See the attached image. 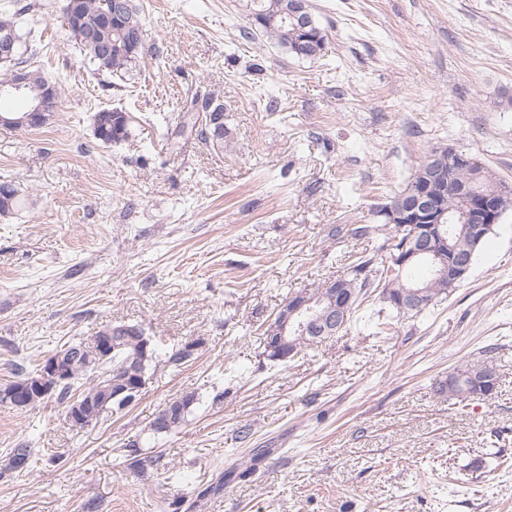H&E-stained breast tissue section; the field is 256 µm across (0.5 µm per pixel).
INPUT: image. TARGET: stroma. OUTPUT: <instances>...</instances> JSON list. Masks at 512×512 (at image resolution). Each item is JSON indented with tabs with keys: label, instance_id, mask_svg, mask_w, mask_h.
<instances>
[{
	"label": "stroma",
	"instance_id": "stroma-1",
	"mask_svg": "<svg viewBox=\"0 0 512 512\" xmlns=\"http://www.w3.org/2000/svg\"><path fill=\"white\" fill-rule=\"evenodd\" d=\"M26 5L32 61L61 94L51 125L0 128V181L25 203L0 220V386L104 326H140L171 354L138 401L82 430L48 402L0 404V512H512V212L467 279L423 316L350 330L280 364L262 329L293 293L339 273L373 207L440 146L512 183V0H310L328 41L299 59L246 38L247 0H141L133 73L96 71L63 23L65 0ZM224 105V139L178 136L188 95ZM120 108L129 141L92 118ZM492 348L493 395L436 393ZM194 395L187 422L148 423ZM139 442L144 468L126 446ZM265 449L254 477L238 473ZM60 454L66 466L49 465ZM224 489L202 505V484ZM111 111L112 112V129H110L108 134V139L103 140L98 137V134H96V126L99 123L98 116L100 112L104 111ZM132 135V130L130 126V119L126 112H124L121 109L112 108V109H105L102 111L97 112V114L94 115V136L95 138L100 141L104 145H112L117 144L121 142H125L129 140V138Z\"/></svg>",
	"mask_w": 512,
	"mask_h": 512
}]
</instances>
